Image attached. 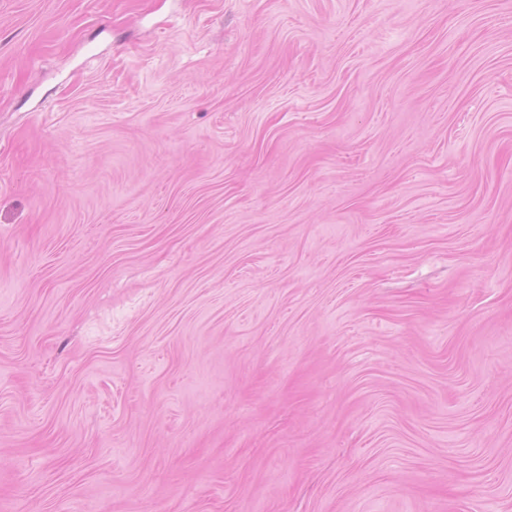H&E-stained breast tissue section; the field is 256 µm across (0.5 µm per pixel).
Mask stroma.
I'll use <instances>...</instances> for the list:
<instances>
[{"label": "stroma", "mask_w": 512, "mask_h": 512, "mask_svg": "<svg viewBox=\"0 0 512 512\" xmlns=\"http://www.w3.org/2000/svg\"><path fill=\"white\" fill-rule=\"evenodd\" d=\"M0 512H512V0H0Z\"/></svg>", "instance_id": "stroma-1"}]
</instances>
